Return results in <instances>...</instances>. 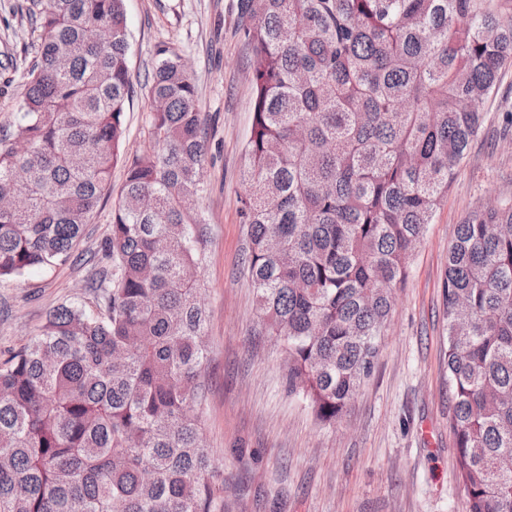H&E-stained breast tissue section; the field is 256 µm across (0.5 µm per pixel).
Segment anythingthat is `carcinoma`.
Listing matches in <instances>:
<instances>
[{
    "label": "carcinoma",
    "instance_id": "obj_1",
    "mask_svg": "<svg viewBox=\"0 0 512 512\" xmlns=\"http://www.w3.org/2000/svg\"><path fill=\"white\" fill-rule=\"evenodd\" d=\"M41 31L0 130V279L74 254L111 189L133 93L123 0H32ZM253 70L243 212L288 390L334 423L373 367L408 259L512 64L490 0H242ZM150 151L101 247L96 308L64 302L0 360V512H219L203 445L197 269L208 148L183 64L156 67ZM448 428L469 512H512V201L448 249Z\"/></svg>",
    "mask_w": 512,
    "mask_h": 512
}]
</instances>
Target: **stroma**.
I'll return each instance as SVG.
<instances>
[{"label": "stroma", "instance_id": "stroma-1", "mask_svg": "<svg viewBox=\"0 0 512 512\" xmlns=\"http://www.w3.org/2000/svg\"><path fill=\"white\" fill-rule=\"evenodd\" d=\"M29 0H0V129L15 125L40 31ZM134 94L127 157L149 150V87L157 64L181 61L196 86L208 161L200 207L207 221L198 271L208 315L202 414L224 512H469L448 428L444 313L448 249L467 216L512 200V67L481 104L485 123L414 249L373 370L336 423L319 424L286 383L282 344L257 316L246 268L241 198L252 126L251 53L240 0H124ZM124 166L112 169L120 190ZM113 195L101 200L72 262L0 279V352L37 334L64 301L93 308Z\"/></svg>", "mask_w": 512, "mask_h": 512}]
</instances>
